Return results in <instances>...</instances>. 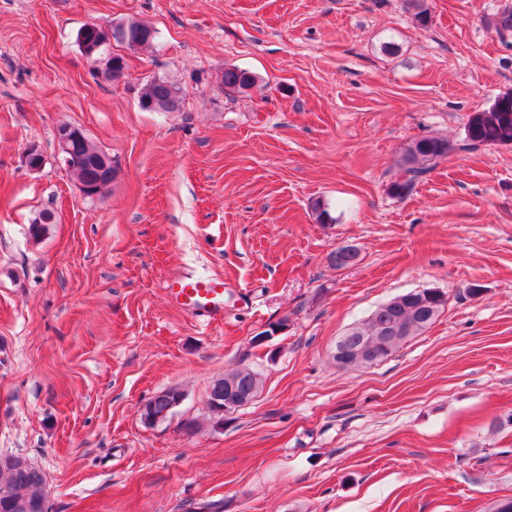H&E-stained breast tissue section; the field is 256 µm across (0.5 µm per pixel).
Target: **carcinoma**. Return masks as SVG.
<instances>
[{
	"instance_id": "1",
	"label": "carcinoma",
	"mask_w": 512,
	"mask_h": 512,
	"mask_svg": "<svg viewBox=\"0 0 512 512\" xmlns=\"http://www.w3.org/2000/svg\"><path fill=\"white\" fill-rule=\"evenodd\" d=\"M404 8L413 21L426 27L431 22V13L426 0H403ZM125 43L130 47L146 46L154 40V31L147 24L133 21L116 27L112 34L101 28L85 27L78 34V43L84 53L107 44L108 38ZM126 63L121 56H108L103 63V74L116 79L123 75ZM224 94L246 93L258 86V77L245 69L227 67L221 78ZM139 104L150 112H181L184 110L185 95L173 81L163 76L148 79L139 89ZM512 146V94L498 97L487 109L473 113L465 128L464 143L460 146L440 136H423L413 140L397 161L400 176L390 185V194L396 198L409 196L423 175L429 172L437 160L448 157L457 148L477 149L481 146ZM74 154L72 165L67 169L78 187H89L96 195L101 194L117 177L118 170L110 156L99 148L84 133H79L72 143ZM55 223V214L50 210L38 212L28 226V234L40 239L48 225ZM409 300L407 295H398L378 306L352 334L346 337V346L357 349L363 345V337L377 336L399 328L404 337H387L378 341V361L389 357L404 342L418 332L426 330L439 316L444 305L433 299L429 302ZM233 385L243 394L259 396L263 388L261 375L252 370L231 368L224 371V377L214 381L213 386ZM178 394L169 388L150 398L142 417L150 421L160 415L172 397ZM18 459L15 454L0 456V512H20L17 503L29 501L36 505L33 512H48L47 482L44 471L37 465L27 463L23 469L14 466Z\"/></svg>"
}]
</instances>
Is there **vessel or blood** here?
I'll list each match as a JSON object with an SVG mask.
<instances>
[{
    "label": "vessel or blood",
    "instance_id": "b4317fda",
    "mask_svg": "<svg viewBox=\"0 0 512 512\" xmlns=\"http://www.w3.org/2000/svg\"><path fill=\"white\" fill-rule=\"evenodd\" d=\"M168 300L184 312L206 323L224 319V280L220 277H200L179 270L165 280Z\"/></svg>",
    "mask_w": 512,
    "mask_h": 512
}]
</instances>
